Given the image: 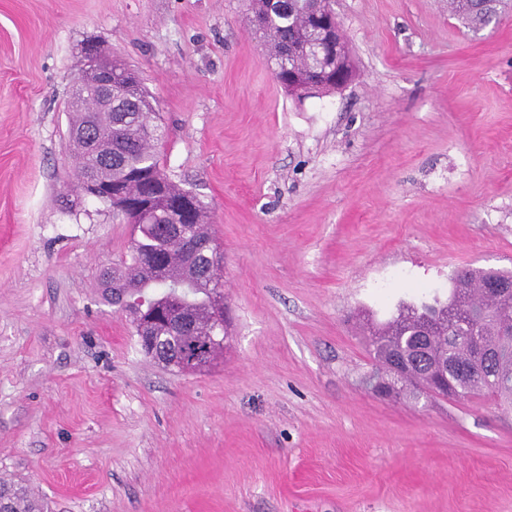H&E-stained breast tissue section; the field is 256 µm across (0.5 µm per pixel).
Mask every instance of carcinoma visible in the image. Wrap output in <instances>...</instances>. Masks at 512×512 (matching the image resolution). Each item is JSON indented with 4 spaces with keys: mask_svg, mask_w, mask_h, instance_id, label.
I'll return each instance as SVG.
<instances>
[{
    "mask_svg": "<svg viewBox=\"0 0 512 512\" xmlns=\"http://www.w3.org/2000/svg\"><path fill=\"white\" fill-rule=\"evenodd\" d=\"M498 5L499 0H487L484 9L476 10L470 0H448L450 11L472 28L480 26L486 14L497 11ZM247 6L259 30L278 38L279 48L269 60L276 61L278 78L288 95L301 98L299 91L288 86V71L314 76V62L303 51L301 28L310 12L324 10L330 0H247ZM112 88V113H70L71 130L75 132L69 138L70 145L79 144L84 150L73 153L75 168L67 192L82 194L78 185L82 178L90 183L107 180L112 182L113 196L124 195L142 205L137 212L125 213L127 222L135 225L137 236L131 241L127 257L103 269L100 287L110 302L114 299L112 289H123L127 301L122 308L134 327L142 307L164 314L152 335L161 338L168 360L188 362L198 346L208 347L217 356L224 351V338L216 328V303L210 288L198 282L202 266L208 269L210 281H219L215 271L223 261L201 219L206 207L196 194L172 181L161 168L156 146L162 134L153 124L150 95L137 75L117 59L112 60ZM169 224L193 225L192 238L208 244V253L170 235ZM490 276L512 283V272L497 270L471 272L468 281L482 285ZM169 279L183 283L181 292L169 287ZM504 309L512 311V296L502 298L492 309L468 301L441 311L428 302L406 307L400 312L395 334L382 337L372 332L365 339L376 365L373 379L385 378L393 386L401 384L393 389L397 394L409 385L417 394L428 391L446 397L447 386L431 382L434 373L445 372L453 389L465 398L472 393L471 379L448 370V364L456 362L482 377L480 392L511 405L512 335L498 331ZM184 314L190 317V327L182 331L179 319ZM473 334L481 342L488 335L497 336V344L487 349L491 354L489 363L477 358L468 340ZM404 347L413 361L412 373L400 378L392 364ZM0 503L4 512H44L27 487L19 483L0 480Z\"/></svg>",
    "mask_w": 512,
    "mask_h": 512,
    "instance_id": "obj_1",
    "label": "carcinoma"
}]
</instances>
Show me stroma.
Wrapping results in <instances>:
<instances>
[{"mask_svg": "<svg viewBox=\"0 0 512 512\" xmlns=\"http://www.w3.org/2000/svg\"><path fill=\"white\" fill-rule=\"evenodd\" d=\"M355 79L295 102L244 0H0V478L46 512H512V413L375 395L360 310L512 271V7L332 0ZM156 102L224 250L223 355L146 357L98 284L132 227L68 207L86 43ZM499 3V0H489L485 2L486 7L483 10H475L473 1L470 3L468 0H448L450 11L464 20L472 29L481 25L486 14L497 12Z\"/></svg>", "mask_w": 512, "mask_h": 512, "instance_id": "obj_1", "label": "stroma"}]
</instances>
